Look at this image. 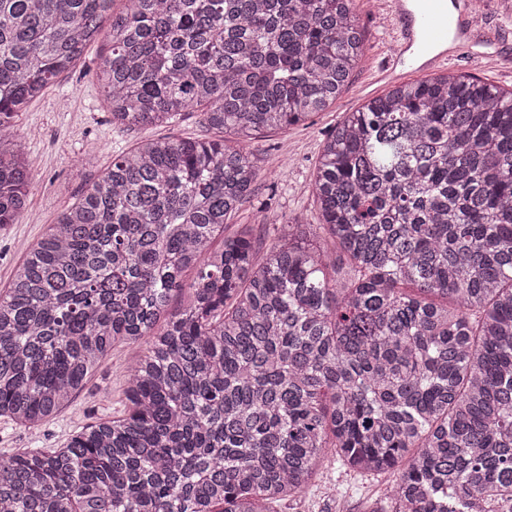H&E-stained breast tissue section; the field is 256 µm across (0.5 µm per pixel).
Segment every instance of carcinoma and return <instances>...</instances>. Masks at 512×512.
I'll list each match as a JSON object with an SVG mask.
<instances>
[{
  "mask_svg": "<svg viewBox=\"0 0 512 512\" xmlns=\"http://www.w3.org/2000/svg\"><path fill=\"white\" fill-rule=\"evenodd\" d=\"M113 2L0 0V224L34 179L15 117L100 38L112 122L239 141L139 144L23 251L0 417L35 431L113 346L147 349L125 416L0 455V512H275L332 459L393 473L387 512H512V92L447 73L369 100L323 145L320 222L257 262L244 232L212 249L260 178L248 140L336 100L354 0Z\"/></svg>",
  "mask_w": 512,
  "mask_h": 512,
  "instance_id": "1",
  "label": "carcinoma"
}]
</instances>
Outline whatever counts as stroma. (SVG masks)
<instances>
[{"instance_id":"stroma-1","label":"stroma","mask_w":512,"mask_h":512,"mask_svg":"<svg viewBox=\"0 0 512 512\" xmlns=\"http://www.w3.org/2000/svg\"><path fill=\"white\" fill-rule=\"evenodd\" d=\"M355 13L365 50L348 84L325 112L288 130L255 136L253 145L265 174L250 199L231 216L223 235L215 238L214 248H223L225 238L245 232L256 254H263L277 237L275 225L260 221L258 211L264 206L284 219L317 223L313 172L327 134L386 89L374 77L393 50L387 17L378 0H355ZM107 52L103 41L90 44L74 67L15 120V132L26 144L35 178L26 210L16 223L0 226V291L13 279L23 247L36 243L65 209L78 202L114 156L151 139L216 136L194 112L158 126L114 125L96 79ZM144 351L141 345L114 346L86 387L38 432L0 419V453L13 448H59L82 427L122 416L128 369ZM392 481L388 473L358 474L331 462L303 494L282 503L279 512H384L385 493Z\"/></svg>"}]
</instances>
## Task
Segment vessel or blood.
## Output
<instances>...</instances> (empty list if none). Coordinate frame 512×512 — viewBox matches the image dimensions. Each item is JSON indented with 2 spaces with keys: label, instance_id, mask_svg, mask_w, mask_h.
<instances>
[{
  "label": "vessel or blood",
  "instance_id": "vessel-or-blood-1",
  "mask_svg": "<svg viewBox=\"0 0 512 512\" xmlns=\"http://www.w3.org/2000/svg\"><path fill=\"white\" fill-rule=\"evenodd\" d=\"M472 0H383L396 33L379 80L393 82L406 73L430 71L461 53L473 58L501 56L500 43L476 27Z\"/></svg>",
  "mask_w": 512,
  "mask_h": 512
}]
</instances>
